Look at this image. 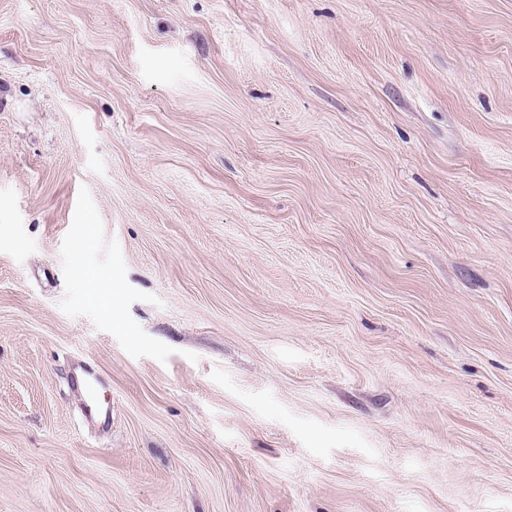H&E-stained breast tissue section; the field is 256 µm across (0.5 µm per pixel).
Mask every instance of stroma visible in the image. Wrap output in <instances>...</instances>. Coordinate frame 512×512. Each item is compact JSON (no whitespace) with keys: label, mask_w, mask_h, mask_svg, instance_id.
I'll list each match as a JSON object with an SVG mask.
<instances>
[{"label":"stroma","mask_w":512,"mask_h":512,"mask_svg":"<svg viewBox=\"0 0 512 512\" xmlns=\"http://www.w3.org/2000/svg\"><path fill=\"white\" fill-rule=\"evenodd\" d=\"M0 512H512V0H0ZM82 389L85 396L84 419L88 424L101 423L112 415V401L105 399L103 380L98 376L82 379ZM103 396V398H102Z\"/></svg>","instance_id":"1"}]
</instances>
